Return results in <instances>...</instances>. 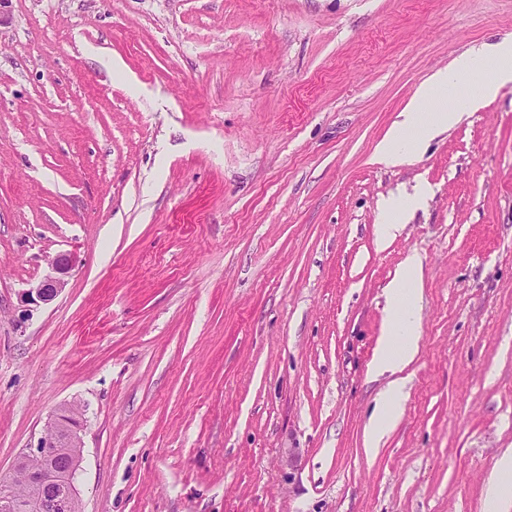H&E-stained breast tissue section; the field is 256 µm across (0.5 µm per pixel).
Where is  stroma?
Wrapping results in <instances>:
<instances>
[{"label":"stroma","mask_w":512,"mask_h":512,"mask_svg":"<svg viewBox=\"0 0 512 512\" xmlns=\"http://www.w3.org/2000/svg\"><path fill=\"white\" fill-rule=\"evenodd\" d=\"M505 38L512 0H0V481L74 403L83 512H484L512 448V84L373 155ZM60 253L64 290L23 302ZM399 276L418 351L374 446ZM489 67L487 70L484 68ZM488 71L486 75L485 72ZM467 82L464 98L454 105L438 101V94L452 81ZM512 84V39L484 44L470 56L455 59L446 70L437 71L414 95L407 107L405 120L398 124L377 145L375 158L384 164L400 160L399 145L410 139L413 154L420 153L422 146L456 123L464 110H475L480 102L495 96L501 87ZM430 104L432 112H421ZM422 197L423 194L420 193L409 198V200L406 202L394 197L384 200L382 203L383 224L379 225L380 238L386 239L394 236V232L398 230L400 225L394 220L396 214H398L400 211H408L417 207Z\"/></svg>","instance_id":"obj_1"}]
</instances>
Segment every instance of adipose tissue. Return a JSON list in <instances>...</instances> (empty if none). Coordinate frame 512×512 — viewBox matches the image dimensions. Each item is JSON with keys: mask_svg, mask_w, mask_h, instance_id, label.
<instances>
[{"mask_svg": "<svg viewBox=\"0 0 512 512\" xmlns=\"http://www.w3.org/2000/svg\"><path fill=\"white\" fill-rule=\"evenodd\" d=\"M464 81L462 99L450 105L439 101L438 94L453 81ZM512 84V39L486 44L470 56L455 59L450 67L437 71L414 95L405 120L377 145L375 158L384 164L399 161V146L410 141L413 152L448 129L464 110L476 109L480 102L495 96L501 87ZM416 294L402 281H392L388 289V307L382 336L375 349L371 372L373 377L387 376L381 393L384 410L375 415L369 428L372 441H379L398 416L397 402L405 380L404 368L417 351L419 323L415 313ZM484 512H512V448L496 459L484 491Z\"/></svg>", "mask_w": 512, "mask_h": 512, "instance_id": "obj_1", "label": "adipose tissue"}]
</instances>
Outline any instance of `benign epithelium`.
<instances>
[{
    "label": "benign epithelium",
    "instance_id": "benign-epithelium-1",
    "mask_svg": "<svg viewBox=\"0 0 512 512\" xmlns=\"http://www.w3.org/2000/svg\"><path fill=\"white\" fill-rule=\"evenodd\" d=\"M73 268V260L67 253H60L49 261V271L26 292L25 300L38 306L52 302L67 285V278ZM81 414L75 405L61 408L51 416L38 440L37 446L18 458L14 472L21 474L26 483L41 490L37 502L38 512H75L80 498L75 486V474L81 458L83 445ZM55 448L69 449L65 478L69 488L57 492L54 478L45 467V459ZM0 509L3 512H27L29 504L7 491L0 493Z\"/></svg>",
    "mask_w": 512,
    "mask_h": 512
}]
</instances>
